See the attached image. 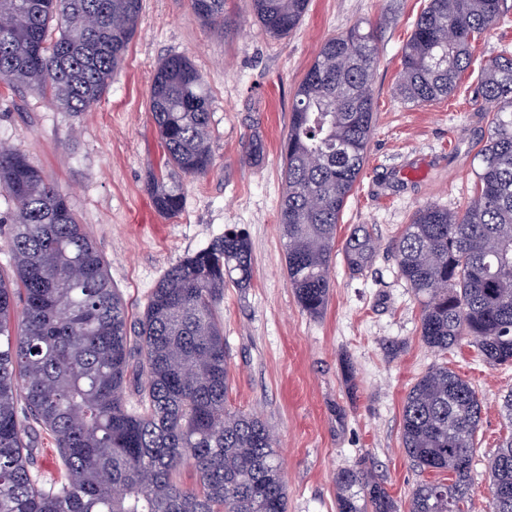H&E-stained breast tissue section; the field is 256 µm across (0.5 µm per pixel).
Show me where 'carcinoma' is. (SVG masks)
Segmentation results:
<instances>
[{
  "mask_svg": "<svg viewBox=\"0 0 512 512\" xmlns=\"http://www.w3.org/2000/svg\"><path fill=\"white\" fill-rule=\"evenodd\" d=\"M506 0H428L403 47L396 95L450 97L472 44ZM226 0H191L200 22L224 29ZM262 30L288 35L309 0H250ZM143 0H0V87L90 110L128 52ZM374 36L358 27L322 44L295 94L282 144L279 210L288 285L312 316L327 306L337 224L362 174L374 130ZM490 133L477 151L475 195L462 211L417 210L392 243L398 273L421 301L419 332L438 352L472 340L491 366L512 364V53L483 70ZM163 148L147 190L156 210L183 208L186 178L209 172L210 98L185 55L163 59L150 86ZM264 143H248L257 164ZM0 195L13 209L12 274L0 271V512H288L277 440L259 416L228 408L229 370L217 304L252 277L251 247L229 227L173 265L138 321L65 194L27 159L0 149ZM361 273L376 244L362 226L342 248ZM144 376L129 401L130 375ZM482 403L446 365L426 371L402 407L413 465L446 473L412 490L409 512H467ZM35 422L54 441L57 476L34 469ZM190 471L187 484L181 473ZM492 512H512V438L486 462ZM336 512H397L363 468L336 475Z\"/></svg>",
  "mask_w": 512,
  "mask_h": 512,
  "instance_id": "1",
  "label": "carcinoma"
}]
</instances>
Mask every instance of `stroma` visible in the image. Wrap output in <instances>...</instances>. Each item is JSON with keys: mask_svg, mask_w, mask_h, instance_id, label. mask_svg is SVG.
Here are the masks:
<instances>
[{"mask_svg": "<svg viewBox=\"0 0 512 512\" xmlns=\"http://www.w3.org/2000/svg\"><path fill=\"white\" fill-rule=\"evenodd\" d=\"M427 0H310L282 38L256 22L250 0H227L223 31L194 16L190 0H143L129 50L96 105L67 112L28 92L0 88V146L22 153L68 197L104 258L131 318L142 316L165 272L236 224L251 243L252 279L227 287L224 322L230 409L257 414L274 430L288 512H336V475L362 467L406 512L413 488L434 480L402 448L403 400L418 377L445 364L483 402L469 512H491L485 461L512 436L501 408L512 393V365L492 367L476 347L440 353L420 339L421 306L398 274L389 248L421 206L464 209L474 192L479 142L489 134L478 96L484 67L512 51L509 11L472 48V63L450 98L425 105L395 94L401 51ZM374 34L375 128L364 170L340 218L336 241L365 225L378 249L351 273L343 256L319 316L301 309L287 284L278 224L284 191L282 142L293 95L321 45L354 25ZM188 56L211 99L212 171L184 182L179 215L165 218L146 189L162 149L149 112L151 79L167 56ZM260 164L242 159L252 139Z\"/></svg>", "mask_w": 512, "mask_h": 512, "instance_id": "stroma-1", "label": "stroma"}]
</instances>
